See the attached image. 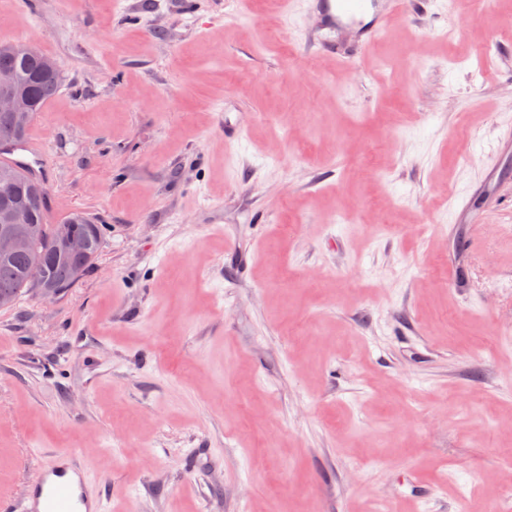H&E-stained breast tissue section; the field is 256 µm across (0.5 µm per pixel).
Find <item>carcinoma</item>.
I'll list each match as a JSON object with an SVG mask.
<instances>
[{
  "instance_id": "cac0c4a2",
  "label": "carcinoma",
  "mask_w": 512,
  "mask_h": 512,
  "mask_svg": "<svg viewBox=\"0 0 512 512\" xmlns=\"http://www.w3.org/2000/svg\"><path fill=\"white\" fill-rule=\"evenodd\" d=\"M15 44H0V66L19 72L23 81L34 87L39 106L44 107L59 93L62 81L59 71L51 72L54 61L40 51L25 56L14 51ZM27 135H13L9 117L0 113V141L20 144ZM16 178L22 203L32 224L40 230L30 247L8 256L0 255V309L16 306L24 296L50 285L65 291L72 287L99 256L104 243V228L80 211L70 213L66 221L74 226L77 237L89 241L84 254H67L61 249L55 225L49 223L44 186L28 178L23 168L0 162V175Z\"/></svg>"
}]
</instances>
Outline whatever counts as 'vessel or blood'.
I'll return each mask as SVG.
<instances>
[{
    "mask_svg": "<svg viewBox=\"0 0 512 512\" xmlns=\"http://www.w3.org/2000/svg\"><path fill=\"white\" fill-rule=\"evenodd\" d=\"M386 14L369 20L365 14L367 0H314L313 9L321 25L331 27L348 20L361 22L363 36L354 50L338 51L335 43L318 39L313 41L315 51L339 53L341 60L354 63L369 42L377 39L390 17L406 16L419 10L428 11L432 0H388ZM41 147L28 140L19 148L0 150V158L24 167L29 177L41 181L42 172L37 162ZM89 459L86 456L60 452L41 469L37 481L31 483L22 497L0 494V512H104L102 496L93 491L87 480Z\"/></svg>",
    "mask_w": 512,
    "mask_h": 512,
    "instance_id": "1",
    "label": "vessel or blood"
}]
</instances>
